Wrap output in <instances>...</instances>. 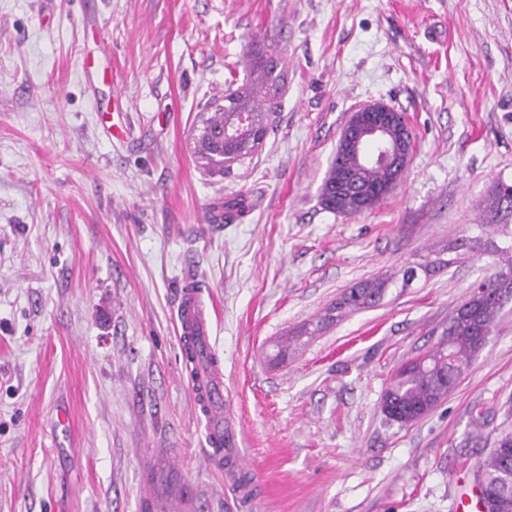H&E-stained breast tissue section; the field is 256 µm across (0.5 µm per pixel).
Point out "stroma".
I'll use <instances>...</instances> for the list:
<instances>
[{
	"label": "stroma",
	"instance_id": "stroma-1",
	"mask_svg": "<svg viewBox=\"0 0 512 512\" xmlns=\"http://www.w3.org/2000/svg\"><path fill=\"white\" fill-rule=\"evenodd\" d=\"M269 52L288 74L273 126L208 176L201 117ZM372 102L405 114L410 162L372 211L331 213L321 184ZM500 181L512 0H0V512H455L512 430V299L426 417L389 421L382 396L505 269ZM235 196L243 215L206 220ZM439 257L324 322L348 288ZM189 273L217 307L251 504L205 459L177 333ZM489 210L496 223L507 230L512 223V183L498 182L490 195Z\"/></svg>",
	"mask_w": 512,
	"mask_h": 512
}]
</instances>
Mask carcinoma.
<instances>
[{
	"mask_svg": "<svg viewBox=\"0 0 512 512\" xmlns=\"http://www.w3.org/2000/svg\"><path fill=\"white\" fill-rule=\"evenodd\" d=\"M273 57L248 67L245 83L214 98L207 115L194 135L193 154L209 174H224V164L255 153L272 124V101L284 87L285 78L276 72ZM355 170L366 186L359 194L346 186V172ZM397 178V170L385 160L366 168L356 152L341 139L321 186V205L341 215H359L373 210L386 197V187ZM489 210L496 223L512 224V183H497L490 195ZM449 261L410 263L400 268L402 287H407L430 267H445ZM388 280L361 284L344 293L337 308L356 309L376 304ZM483 293H472L448 319V329L438 345L425 357L404 363L391 377L384 393V412L393 421L408 425L427 415L457 386L475 357L486 346L492 326L505 301L512 297V265L480 284ZM496 450L479 464L477 486L485 503L484 512H512V432L504 431L495 440Z\"/></svg>",
	"mask_w": 512,
	"mask_h": 512,
	"instance_id": "cac0c4a2",
	"label": "carcinoma"
}]
</instances>
